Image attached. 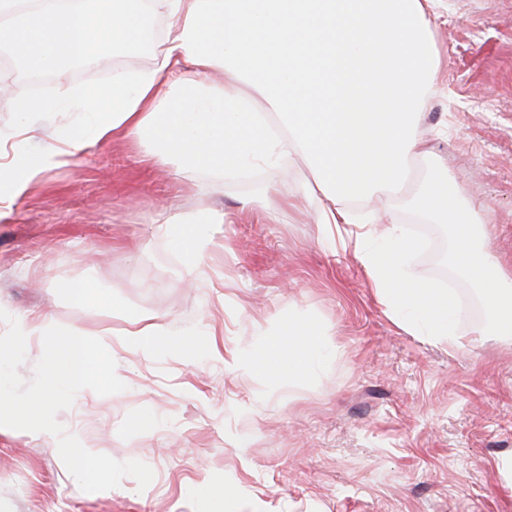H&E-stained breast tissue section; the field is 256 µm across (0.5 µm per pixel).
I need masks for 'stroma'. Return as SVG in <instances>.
<instances>
[{"label": "stroma", "mask_w": 512, "mask_h": 512, "mask_svg": "<svg viewBox=\"0 0 512 512\" xmlns=\"http://www.w3.org/2000/svg\"><path fill=\"white\" fill-rule=\"evenodd\" d=\"M443 5L432 27L441 81L414 170L442 159L488 207L489 254L511 260L512 0ZM158 56L50 84L65 93L116 68L151 70ZM149 152L117 135L29 183L0 218V305L105 344L125 391H85L57 420L92 452L143 462L154 477L88 493L46 436L0 431V512H199L206 479L234 489L226 512H512V340L474 335L467 312L452 351L400 330L352 248L321 235L315 204L280 208L271 224L266 171L218 180ZM169 209L224 212L192 288L158 226ZM69 279L92 295L69 299L59 287ZM295 315L329 333L318 373L227 371L225 353ZM144 318L173 333L210 328L215 345L193 362L124 351L122 332Z\"/></svg>", "instance_id": "obj_1"}]
</instances>
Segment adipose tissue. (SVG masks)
<instances>
[{
	"label": "adipose tissue",
	"instance_id": "obj_1",
	"mask_svg": "<svg viewBox=\"0 0 512 512\" xmlns=\"http://www.w3.org/2000/svg\"><path fill=\"white\" fill-rule=\"evenodd\" d=\"M440 0H155L168 19L159 67L137 76L112 73L82 89L73 104L88 123L66 132L41 127L42 149L0 164V206L37 175L114 134L150 138L155 157L219 175L275 171L301 158L319 198L326 234L352 224L355 255L386 313L403 331L456 348L460 304L449 291L415 276L416 239L370 205L393 201L447 225L457 271L479 288L491 327L477 335H512V266L488 254V219L439 167L408 191L412 160L422 152L423 108L439 74L429 17ZM258 90L269 110L256 109ZM208 217L170 212L161 232L199 282L209 242ZM206 329L171 334L139 320L121 345L149 357L194 359L209 349ZM328 348L319 323L295 316L277 335L227 360L271 377H305Z\"/></svg>",
	"mask_w": 512,
	"mask_h": 512
}]
</instances>
